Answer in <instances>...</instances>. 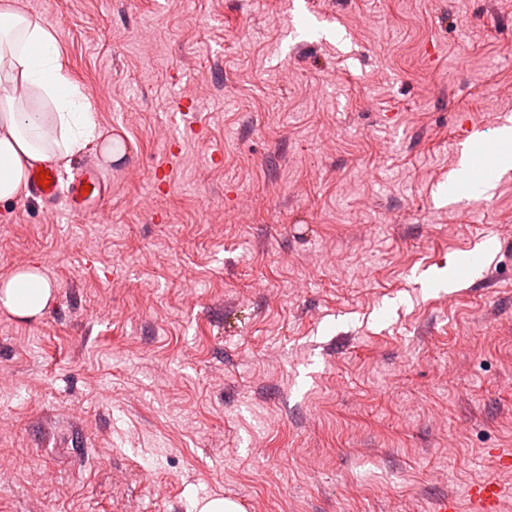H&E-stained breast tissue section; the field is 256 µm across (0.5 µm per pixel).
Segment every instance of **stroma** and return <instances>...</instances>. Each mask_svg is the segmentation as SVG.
<instances>
[{
  "mask_svg": "<svg viewBox=\"0 0 512 512\" xmlns=\"http://www.w3.org/2000/svg\"><path fill=\"white\" fill-rule=\"evenodd\" d=\"M18 3L120 152L0 204V512H512V0ZM84 185L91 186L84 194ZM104 192V177L100 170L90 167L70 184L66 196L68 207L72 211H81L85 203L100 198ZM0 288V309L21 320L41 315L54 294L53 284L36 265L19 268L2 278ZM469 500L474 512H500L503 490L496 481H479L469 489Z\"/></svg>",
  "mask_w": 512,
  "mask_h": 512,
  "instance_id": "stroma-1",
  "label": "stroma"
}]
</instances>
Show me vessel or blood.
<instances>
[{
  "label": "vessel or blood",
  "instance_id": "1",
  "mask_svg": "<svg viewBox=\"0 0 512 512\" xmlns=\"http://www.w3.org/2000/svg\"><path fill=\"white\" fill-rule=\"evenodd\" d=\"M39 170H32L28 176V188L32 199L45 207H54L59 199H66L70 210H82L85 203L101 197L104 191V177L100 170L88 168L70 184L68 190H61L56 169H48V186H41ZM503 490L495 481H479L469 489V500L473 512H500Z\"/></svg>",
  "mask_w": 512,
  "mask_h": 512
}]
</instances>
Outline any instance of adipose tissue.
<instances>
[{
    "label": "adipose tissue",
    "mask_w": 512,
    "mask_h": 512,
    "mask_svg": "<svg viewBox=\"0 0 512 512\" xmlns=\"http://www.w3.org/2000/svg\"><path fill=\"white\" fill-rule=\"evenodd\" d=\"M34 96L48 111L29 107ZM100 137L90 97L71 80L55 32L14 0H0V203L21 198L29 169L67 160ZM53 294L36 265L0 279V309L22 320L41 315Z\"/></svg>",
    "instance_id": "adipose-tissue-1"
}]
</instances>
